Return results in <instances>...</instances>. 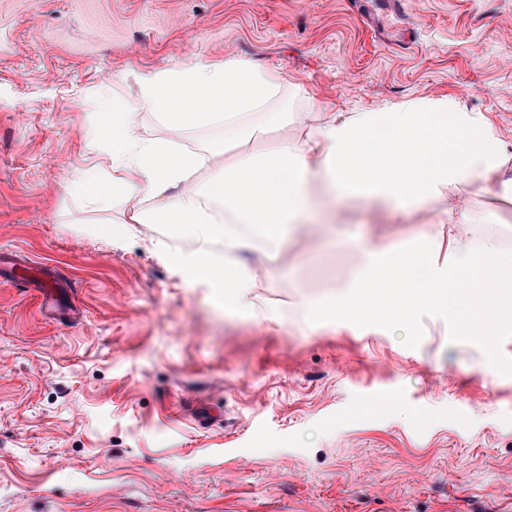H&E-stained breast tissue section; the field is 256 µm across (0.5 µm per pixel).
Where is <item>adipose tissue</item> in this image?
Segmentation results:
<instances>
[{
    "label": "adipose tissue",
    "mask_w": 512,
    "mask_h": 512,
    "mask_svg": "<svg viewBox=\"0 0 512 512\" xmlns=\"http://www.w3.org/2000/svg\"><path fill=\"white\" fill-rule=\"evenodd\" d=\"M139 91V104L122 97L106 102L85 143L104 150L106 171L70 174L64 187L89 209L105 210L119 199L130 207L129 223L161 224L190 236L196 250L172 259L211 288L217 308L249 313L253 277L236 263L214 262L210 243L223 241L232 255L270 254L309 224L327 236L341 200L350 197L406 216L430 210L436 228L449 232L450 260L433 259L429 234L393 247L359 242L363 260L352 279L358 296L327 295L307 306L309 319L332 320L351 306L369 319L373 301L381 299L390 305V320L400 323L420 306L464 317L459 330L466 336L471 325L494 322L503 290L512 288V228L495 227L493 214L464 193L486 183L512 188V141L490 137L489 119L407 109L312 112L299 140L286 133L282 78L237 57L142 76ZM141 106L177 134L218 125L245 139L259 114L284 135L271 153L241 155L200 188L193 176L223 152V141L193 150L145 137L136 117Z\"/></svg>",
    "instance_id": "adipose-tissue-1"
}]
</instances>
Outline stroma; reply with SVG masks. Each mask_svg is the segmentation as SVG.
<instances>
[{
  "instance_id": "obj_1",
  "label": "stroma",
  "mask_w": 512,
  "mask_h": 512,
  "mask_svg": "<svg viewBox=\"0 0 512 512\" xmlns=\"http://www.w3.org/2000/svg\"><path fill=\"white\" fill-rule=\"evenodd\" d=\"M227 57L281 76L295 136L311 106L445 102L512 140V0H0V255L70 284L51 315L0 271V512H512V306L490 347L431 307L305 317L348 289L354 239L433 233L447 257L431 212L360 204L335 245L243 253L255 304L232 317L172 262L193 239L62 191L99 161L83 143L107 98ZM279 137L174 139H223L201 186Z\"/></svg>"
}]
</instances>
